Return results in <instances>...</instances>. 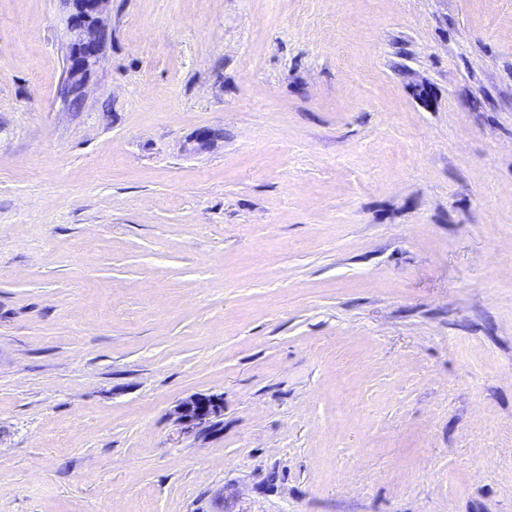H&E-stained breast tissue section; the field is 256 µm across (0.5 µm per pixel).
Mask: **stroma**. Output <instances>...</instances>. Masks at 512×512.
I'll list each match as a JSON object with an SVG mask.
<instances>
[{
  "mask_svg": "<svg viewBox=\"0 0 512 512\" xmlns=\"http://www.w3.org/2000/svg\"><path fill=\"white\" fill-rule=\"evenodd\" d=\"M103 20L0 0V512H512V0ZM70 6L66 17L71 35L67 60V89L79 95L85 80L97 65L108 33L100 14L108 0H63ZM222 399L215 395L193 396L180 402L174 414L189 432L204 429L222 411Z\"/></svg>",
  "mask_w": 512,
  "mask_h": 512,
  "instance_id": "stroma-1",
  "label": "stroma"
}]
</instances>
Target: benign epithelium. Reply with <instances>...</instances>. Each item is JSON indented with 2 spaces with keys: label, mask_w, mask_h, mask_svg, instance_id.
Returning a JSON list of instances; mask_svg holds the SVG:
<instances>
[{
  "label": "benign epithelium",
  "mask_w": 512,
  "mask_h": 512,
  "mask_svg": "<svg viewBox=\"0 0 512 512\" xmlns=\"http://www.w3.org/2000/svg\"><path fill=\"white\" fill-rule=\"evenodd\" d=\"M70 6L66 17L71 35L67 60V89L80 94L85 80L97 65L108 33L100 14L108 0H64ZM222 411V399L215 395L193 396L180 402L174 414L189 432L204 429Z\"/></svg>",
  "instance_id": "benign-epithelium-1"
}]
</instances>
